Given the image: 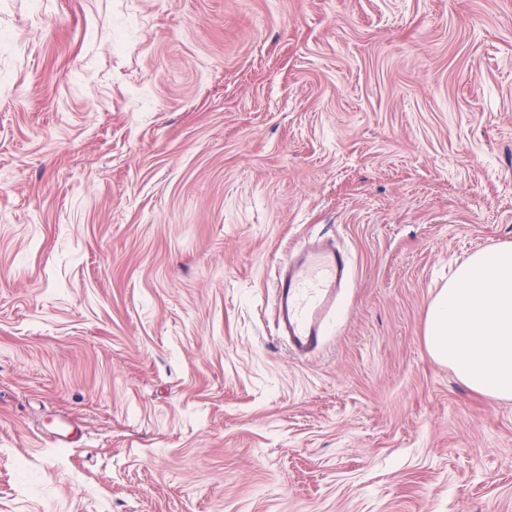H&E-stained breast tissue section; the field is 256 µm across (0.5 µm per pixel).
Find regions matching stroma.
I'll return each instance as SVG.
<instances>
[{
	"label": "stroma",
	"mask_w": 512,
	"mask_h": 512,
	"mask_svg": "<svg viewBox=\"0 0 512 512\" xmlns=\"http://www.w3.org/2000/svg\"><path fill=\"white\" fill-rule=\"evenodd\" d=\"M503 242L512 0H0V512H512V400L424 343ZM275 268V335L288 341L296 357H309L325 341L338 290L349 274V253L318 242L290 251Z\"/></svg>",
	"instance_id": "obj_1"
}]
</instances>
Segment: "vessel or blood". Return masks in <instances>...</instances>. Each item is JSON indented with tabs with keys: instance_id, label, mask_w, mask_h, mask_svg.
Returning <instances> with one entry per match:
<instances>
[{
	"instance_id": "b4317fda",
	"label": "vessel or blood",
	"mask_w": 512,
	"mask_h": 512,
	"mask_svg": "<svg viewBox=\"0 0 512 512\" xmlns=\"http://www.w3.org/2000/svg\"><path fill=\"white\" fill-rule=\"evenodd\" d=\"M349 268L348 252L325 242L290 251L277 262L273 279L275 335L287 341L296 357H309L323 344Z\"/></svg>"
}]
</instances>
